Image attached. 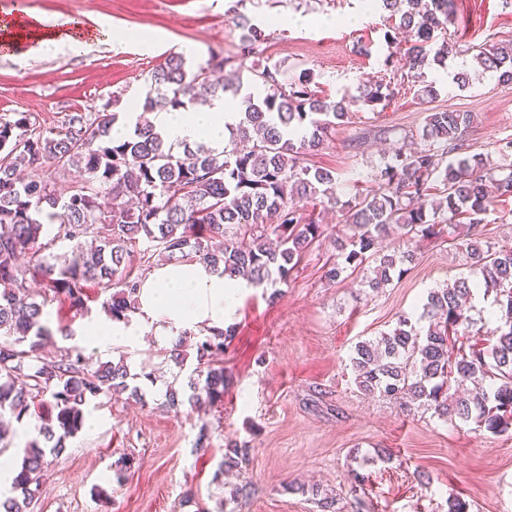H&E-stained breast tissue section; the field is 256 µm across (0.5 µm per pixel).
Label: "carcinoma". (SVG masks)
<instances>
[{"label": "carcinoma", "instance_id": "carcinoma-1", "mask_svg": "<svg viewBox=\"0 0 512 512\" xmlns=\"http://www.w3.org/2000/svg\"><path fill=\"white\" fill-rule=\"evenodd\" d=\"M381 2L399 16L394 32L385 33V63L401 52L420 78L424 68L456 53L450 42L435 41V32L448 25V0ZM241 27L247 34L239 59L213 52L194 68L173 53L151 72L144 94L146 112L206 107L227 93L237 98L240 120L221 151L204 142L168 144L151 121L137 122L134 135L116 143L112 127L119 115L106 106L71 114L56 131L22 113L0 118V417L39 421L12 481L16 495L0 500V512H31L46 455H59L83 428L92 400L127 390L141 396L139 387L129 388L122 362L89 371L76 350L43 359L40 351L54 333L73 336L62 321L52 328L48 305L58 301L80 314L97 288L110 293L107 311L119 319L135 309L142 283L134 259L148 270L155 256L203 262L255 285L288 283L323 234L300 204L338 203L336 173L303 164L305 155L330 141L351 107L394 98L391 83L380 80L333 101L318 95L311 71L287 80L281 65L268 61L251 63L246 90L213 79L227 67L242 68L265 40L247 19ZM474 59L512 83V40L484 47ZM470 123L468 112L429 113L421 133L427 146L395 148L373 172L377 189L355 191L341 208L342 226L352 234L336 237V259L323 265L327 281L354 275L377 291L406 272L403 265L414 260L411 241L441 235L435 216L464 219L474 229L494 203L488 185L500 197L512 195L511 167L490 168L480 154L450 157ZM49 169L84 178L78 189L62 193L40 176ZM60 240L68 251L49 252ZM457 246L469 259V275L430 291L418 319L402 315L392 331L359 341L350 358L354 381L405 409L419 402L440 418L512 434V248L483 244L469 233ZM38 277L42 289L36 291L31 281ZM480 285L495 293L499 325L487 332L490 341L456 355L452 340L469 334L465 304ZM233 332L200 337L190 393L170 386L168 407L224 401V367L215 358ZM248 448L226 449L219 468L238 466Z\"/></svg>", "mask_w": 512, "mask_h": 512}]
</instances>
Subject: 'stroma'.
<instances>
[{
    "label": "stroma",
    "instance_id": "1",
    "mask_svg": "<svg viewBox=\"0 0 512 512\" xmlns=\"http://www.w3.org/2000/svg\"><path fill=\"white\" fill-rule=\"evenodd\" d=\"M27 8L50 24L77 19L131 36L115 46L91 42L79 55L42 52L30 42L0 47V116L23 113L44 129L61 127L74 112L134 111L147 77L170 53H189L194 65L214 52L239 56L243 16L265 32L261 58L291 76L311 69L329 99L392 78L390 104L354 107L329 145L307 159L335 171L340 201L350 200L352 187L375 189L371 174L383 150L419 141L429 110L472 113L464 150L484 154L490 166L503 161L498 146L512 141V84L472 58L476 49L512 40V0H452L444 37L458 52L425 69L420 82L403 56L388 54V10H366L363 0H27ZM145 28L156 35L149 49L132 39ZM463 68L473 83L460 90L452 79ZM425 82L438 90L428 103L419 96ZM312 214L325 232L287 283L250 288L236 307L223 402L185 405L177 414L162 405L168 383L187 382L196 367L191 337L180 368L150 338L101 351L59 337L46 348L49 359L82 349L94 367L126 360L144 398L120 394L88 405L81 432L48 456L34 512H321L315 487L335 497L333 512H448L452 494L470 512H512V436L365 395L350 367L356 343L391 331L400 315H419L430 289L467 273L452 244L465 226L419 242L408 271L368 293L351 278L322 280L323 263L336 253L339 213L320 203ZM478 231L495 246H512L511 196L498 198ZM145 364L152 380L139 377ZM243 442L246 459L220 469L225 448ZM126 453L134 460L118 483L113 469Z\"/></svg>",
    "mask_w": 512,
    "mask_h": 512
}]
</instances>
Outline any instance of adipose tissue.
Returning <instances> with one entry per match:
<instances>
[{
  "label": "adipose tissue",
  "instance_id": "adipose-tissue-1",
  "mask_svg": "<svg viewBox=\"0 0 512 512\" xmlns=\"http://www.w3.org/2000/svg\"><path fill=\"white\" fill-rule=\"evenodd\" d=\"M8 27V33L0 37L8 43L28 36L47 52L80 53L87 46L86 40L76 34L81 24L74 19L49 27L34 15L24 23L9 22ZM238 118L234 100L224 96L203 112L172 109L158 113L156 122L169 142H204L220 149L227 127ZM247 286V281L224 277L206 264L172 261L157 266L143 280L137 308L127 317L86 324L77 327L76 333L87 344L104 350L116 343L135 344L147 333L165 344L189 330H223L230 324L237 300Z\"/></svg>",
  "mask_w": 512,
  "mask_h": 512
}]
</instances>
